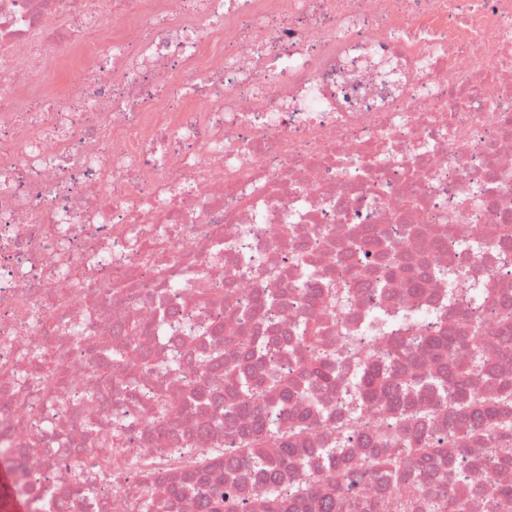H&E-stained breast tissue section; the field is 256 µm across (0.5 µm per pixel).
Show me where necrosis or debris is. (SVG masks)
I'll use <instances>...</instances> for the list:
<instances>
[{
  "mask_svg": "<svg viewBox=\"0 0 512 512\" xmlns=\"http://www.w3.org/2000/svg\"><path fill=\"white\" fill-rule=\"evenodd\" d=\"M512 0H0V512H197L202 486L174 502L188 470L173 449L228 452L253 419L310 421L298 462L346 418L338 398L295 400L231 418L221 381L160 429L152 392L181 396L210 345L258 347L290 368L318 326L324 348L351 337L338 374L406 331L368 319L414 310L421 336H512ZM436 267L417 295L375 287L370 247ZM492 284L493 301L448 299V272ZM384 279V278H383ZM249 335H239L241 320ZM187 364L111 369L97 347L177 352ZM365 409L342 457L358 502L421 497L468 478L512 483L500 463L455 456L392 481L370 465ZM122 448L126 465L105 460ZM279 456L229 472L245 503L289 492ZM90 499H83L84 489Z\"/></svg>",
  "mask_w": 512,
  "mask_h": 512,
  "instance_id": "necrosis-or-debris-1",
  "label": "necrosis or debris"
}]
</instances>
